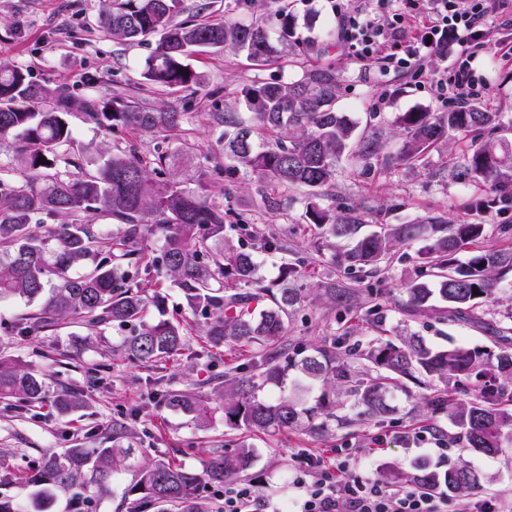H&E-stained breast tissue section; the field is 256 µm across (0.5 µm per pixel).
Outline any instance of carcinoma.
<instances>
[{
	"label": "carcinoma",
	"mask_w": 512,
	"mask_h": 512,
	"mask_svg": "<svg viewBox=\"0 0 512 512\" xmlns=\"http://www.w3.org/2000/svg\"><path fill=\"white\" fill-rule=\"evenodd\" d=\"M181 0H112L100 19L106 33L136 41L158 38L155 55L146 62L142 77L163 90L193 93L201 75L187 63L200 48L230 47L256 66L276 57L266 25L277 21L278 40L295 36L288 0H268L267 14L244 23L228 16L217 22H175ZM338 76L334 64L308 69L294 81L256 82L240 91L251 114V123L233 112L212 114L221 128L215 141L224 156V167L213 171L193 163L200 146L181 137L187 113L164 105L144 107L114 100L76 99L69 90L47 88L30 80L28 71L0 61V145L14 146L12 170L22 174L15 182L0 175V299L44 298L33 319L52 328L68 319L77 321L91 335L109 327H131L122 350L136 364L153 365L183 351L191 328L187 319L165 317L164 282L182 293L191 312H201L205 322L200 335L215 348L226 344L255 350L249 363L224 374L214 401L189 390H168L167 405L183 410L199 429L210 426L221 411L231 428L244 432L283 431L303 427L321 436L341 417L331 398L336 386L346 388L352 422L383 417L393 412L394 391L411 396V386L429 391L425 405L433 414H448L459 437L485 456L502 452L512 442V349L493 352L484 347L450 343L435 347L411 335L396 345L381 343L364 357L377 372L373 380L361 377L345 361L356 352L344 342H326L301 357L297 350L279 347L288 331L289 311L302 305L310 289L302 284L296 266L284 269L279 281L267 285L258 275L251 252L224 246V207L211 202L224 194V183L212 175L253 174L271 190L318 192L335 182L336 163L349 149L354 126L336 109ZM112 132L120 126L135 134L149 133L163 141H181L178 148L157 146L148 157L130 145L102 160L96 169L64 177L59 165L79 167L74 153L89 151L76 142L69 117ZM405 141L400 160H422L428 150L454 133L493 131L498 113L467 105L448 113L404 112L397 119ZM504 143L486 140L464 157L458 178L491 187L492 194L476 200L473 208L484 213L508 198L512 174L503 171L499 150ZM376 140L359 139L358 157L366 170L378 163ZM200 183L202 192L182 187L177 176ZM59 219L45 224L42 217ZM305 218L322 238L357 236L365 216L355 208L338 214L307 204ZM122 225L117 236L101 232L98 220ZM479 222L453 224L441 216L426 215L415 224H390L358 236L345 253L344 269L375 270L397 243L418 241L420 261L433 270L429 287L406 288L403 310L415 315L425 310L432 296L447 304L448 313L465 319L476 305L491 299L498 280L512 274V248L484 246L459 254L484 237ZM162 239L160 254L147 257L148 239ZM91 264L83 274L76 268ZM232 278L243 291L224 295V279ZM480 294H473V289ZM355 285L330 284L333 304L348 306L356 296ZM271 300L256 311L253 304ZM301 380L275 400L260 397L268 385L283 382L288 372ZM447 387L430 388L433 378ZM320 385L315 405L305 406L304 392ZM43 377L0 356V398H14L23 405L44 401ZM62 412L79 409L83 393L66 391L56 397ZM136 411L112 420L109 448H67L43 456L26 476L36 486L35 512L53 500L58 489L74 493V505L83 493L108 491L112 474L130 472L135 508L157 507L160 512H207L197 499L202 481L216 485L248 471L252 448L241 441L236 452L213 449L201 470H191L165 459L139 461L129 421ZM413 480L436 492L450 495L479 488L480 476L469 466L445 470L418 462Z\"/></svg>",
	"instance_id": "obj_1"
}]
</instances>
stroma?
<instances>
[{
    "label": "stroma",
    "instance_id": "1",
    "mask_svg": "<svg viewBox=\"0 0 512 512\" xmlns=\"http://www.w3.org/2000/svg\"><path fill=\"white\" fill-rule=\"evenodd\" d=\"M110 2L0 0V60L28 68L37 84L63 85L79 98L118 97L145 106L165 103L171 110L187 113L191 139L204 148L219 134L212 113L247 117L238 97L243 87L256 81L297 79L305 69L332 59L340 76L336 108L355 123L356 136L376 140L381 165L363 170L356 152H346L337 164L335 183L316 197V204L362 210L366 233L381 224H410L429 213L455 224L471 219V206L483 191L458 180L455 173L475 134H453L433 145L417 164H399L404 135L397 117L404 112L440 114L452 111L453 105L446 92L427 77L394 70L377 59L357 60L338 47L326 56L307 50V41L323 44L333 27L328 0H290L298 43L282 48L277 62L255 66L243 54L225 48L192 57L191 66L202 76L201 86L192 94L160 92L145 83L143 67L154 55L157 41L131 42L104 33L99 18ZM474 67L492 86L487 109L499 115L500 126L490 136L507 143L505 155L512 160V54L479 57ZM75 130L80 143L93 144L104 153L132 141L147 155L158 142L150 134L134 138L120 132L105 135L80 123ZM264 190L257 178L245 172L225 180L224 243L252 251L269 283L279 278L284 264L301 266L313 291L290 316L284 345L309 350L336 336L365 351L376 339L415 333L433 345L453 341L497 348L495 331L506 326L503 314L512 307V275L498 283L492 300L476 309L480 326L450 320L438 308L410 316L402 310L406 288L431 282L432 277L417 256V244L402 243L376 272L362 275L357 298L349 307L331 304L323 290L342 278L344 271L333 261L331 242L317 238L305 219L304 193L282 192L279 209L271 211L264 205ZM272 237L282 246L269 251L264 243ZM37 308V303L20 297L0 302V351L41 374L51 393L82 390L86 405L62 415L51 398L35 407L0 401V471L7 469L13 475L9 484L0 486V493L10 496L21 512H34V489L24 476L35 461L64 448L107 447L113 418L131 410L136 413L131 426L137 445L148 459L165 457L197 469L212 448L221 446L231 452L240 439H247L254 460L240 480L253 484L256 512H263L266 503H292L301 497L294 480L302 455L326 458L338 449L351 463L371 461L372 474L381 482L389 469L403 476L412 473L420 457L442 461L447 467L468 464L482 474L481 486L472 493L450 496L452 512H471L475 503L490 497L500 500L504 512H512V447L491 457L466 448L448 416L433 415L424 407L422 390H415L410 398L396 395L394 413L360 424L333 425L320 438L300 429L245 436L220 416L210 428L200 430L188 415L164 403L163 391L190 389L211 395L230 367L248 361L247 348L216 350L193 330L181 355L146 367L131 363L122 353L121 344L128 334L124 328L114 326L104 335L91 336L78 324L64 321L50 330L34 326L18 335V319ZM422 432L447 440V458H440L427 442L419 441Z\"/></svg>",
    "mask_w": 512,
    "mask_h": 512
}]
</instances>
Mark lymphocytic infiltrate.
I'll use <instances>...</instances> for the list:
<instances>
[{"instance_id": "f902f5d3", "label": "lymphocytic infiltrate", "mask_w": 512, "mask_h": 512, "mask_svg": "<svg viewBox=\"0 0 512 512\" xmlns=\"http://www.w3.org/2000/svg\"><path fill=\"white\" fill-rule=\"evenodd\" d=\"M392 2L332 0L338 43L359 59L382 55L392 67L418 74L426 73L424 60L432 50L455 46L454 100L489 95L491 87L478 78L473 62L502 49L486 27L502 0H405L397 14ZM387 13L393 16L388 24L382 21ZM297 482L305 490L299 512H448L447 496L419 485L387 488L370 475L353 474L341 456L308 461Z\"/></svg>"}]
</instances>
